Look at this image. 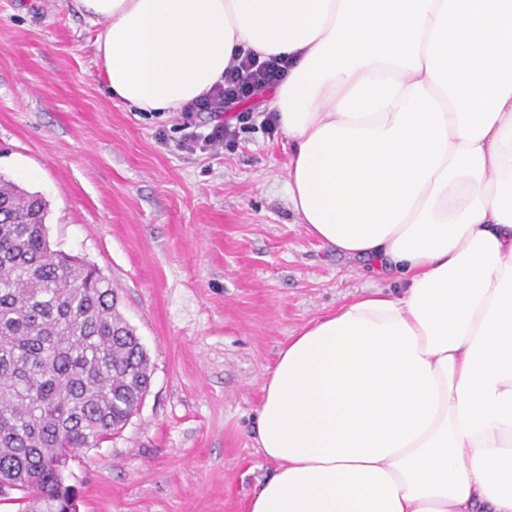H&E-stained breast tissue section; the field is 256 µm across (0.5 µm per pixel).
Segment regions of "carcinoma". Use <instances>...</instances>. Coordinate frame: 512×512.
<instances>
[{"instance_id": "cac0c4a2", "label": "carcinoma", "mask_w": 512, "mask_h": 512, "mask_svg": "<svg viewBox=\"0 0 512 512\" xmlns=\"http://www.w3.org/2000/svg\"><path fill=\"white\" fill-rule=\"evenodd\" d=\"M49 205L0 175V501L70 512L68 457L119 433L151 378L109 281L51 249Z\"/></svg>"}]
</instances>
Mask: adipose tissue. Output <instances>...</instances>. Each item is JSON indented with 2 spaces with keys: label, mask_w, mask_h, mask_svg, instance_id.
<instances>
[{
  "label": "adipose tissue",
  "mask_w": 512,
  "mask_h": 512,
  "mask_svg": "<svg viewBox=\"0 0 512 512\" xmlns=\"http://www.w3.org/2000/svg\"><path fill=\"white\" fill-rule=\"evenodd\" d=\"M113 97L174 112L283 57L288 201L391 274L262 385L249 512H512V0H77Z\"/></svg>",
  "instance_id": "1"
}]
</instances>
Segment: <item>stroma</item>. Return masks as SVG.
Here are the masks:
<instances>
[{
  "mask_svg": "<svg viewBox=\"0 0 512 512\" xmlns=\"http://www.w3.org/2000/svg\"><path fill=\"white\" fill-rule=\"evenodd\" d=\"M98 26L75 0H0V176L49 204L53 250L95 265L145 346L151 383L117 435L71 461L79 512H248L274 470L261 387L285 346L363 283L288 202L269 98L231 112H141L112 98ZM234 126L180 148L184 126Z\"/></svg>",
  "mask_w": 512,
  "mask_h": 512,
  "instance_id": "stroma-1",
  "label": "stroma"
}]
</instances>
